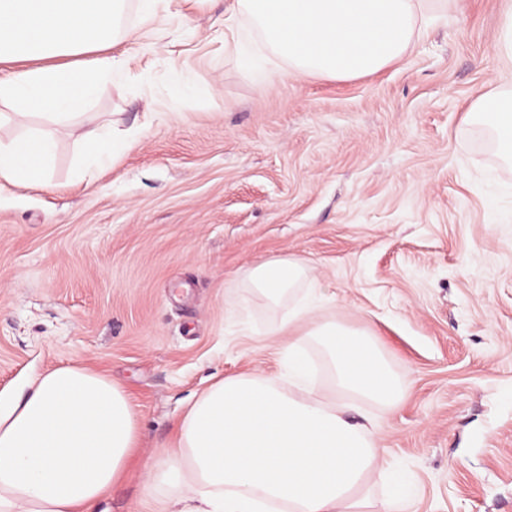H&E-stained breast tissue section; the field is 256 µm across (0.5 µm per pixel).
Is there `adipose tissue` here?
Returning <instances> with one entry per match:
<instances>
[{
    "mask_svg": "<svg viewBox=\"0 0 512 512\" xmlns=\"http://www.w3.org/2000/svg\"><path fill=\"white\" fill-rule=\"evenodd\" d=\"M128 0H0V125L22 132L0 144V191L49 182L59 127H69L83 159L105 166L127 145L116 128L87 132L83 118L102 85L129 77L122 38ZM458 0H235L224 13V51L243 58L253 80L272 87L277 72L248 53L240 16L262 42L287 58L297 77L349 80L406 58L425 26L447 19ZM43 117L30 128V117ZM468 119L495 132L498 155L512 162V90L476 98ZM305 273L274 260L251 274L255 290L276 300ZM317 297L281 320L287 337L284 378L239 375L198 393L177 423L176 439L151 469L164 491L163 512H370L365 494L386 451L375 430L352 422L357 400L396 406L400 380L362 332L319 318ZM323 349L333 389L309 380L301 342ZM139 446L138 412L111 378L83 364L59 366L0 396V512H100Z\"/></svg>",
    "mask_w": 512,
    "mask_h": 512,
    "instance_id": "ef3b65f1",
    "label": "adipose tissue"
}]
</instances>
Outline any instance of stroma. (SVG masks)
<instances>
[{"label": "stroma", "mask_w": 512, "mask_h": 512, "mask_svg": "<svg viewBox=\"0 0 512 512\" xmlns=\"http://www.w3.org/2000/svg\"><path fill=\"white\" fill-rule=\"evenodd\" d=\"M233 0H179L194 33L154 24L136 80L103 85L85 128L132 142L103 171L60 130L51 180L0 191V391L81 363L135 402L140 446L103 512H158L145 467L214 379L288 365L275 330L305 293L373 339L404 384L364 402L405 512H512V166L469 123L512 85L501 0H460L410 55L364 78L255 85L216 33ZM205 87L183 97L184 78ZM153 114H146V103ZM306 268L273 302L254 267ZM496 60L512 66V1L502 0L500 21L496 35Z\"/></svg>", "instance_id": "35a3bbf8"}]
</instances>
